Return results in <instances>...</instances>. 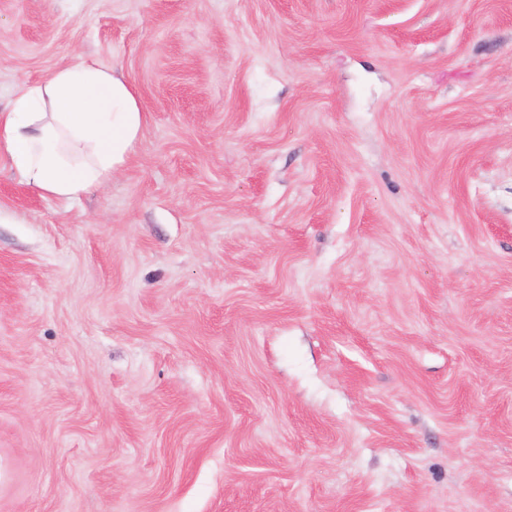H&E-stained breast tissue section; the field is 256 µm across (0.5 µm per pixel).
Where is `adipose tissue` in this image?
Instances as JSON below:
<instances>
[{
    "mask_svg": "<svg viewBox=\"0 0 512 512\" xmlns=\"http://www.w3.org/2000/svg\"><path fill=\"white\" fill-rule=\"evenodd\" d=\"M147 120L138 90L114 66L81 58L0 108V154L22 183L69 203L111 178Z\"/></svg>",
    "mask_w": 512,
    "mask_h": 512,
    "instance_id": "adipose-tissue-1",
    "label": "adipose tissue"
}]
</instances>
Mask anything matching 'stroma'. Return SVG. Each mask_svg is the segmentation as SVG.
Masks as SVG:
<instances>
[{"mask_svg":"<svg viewBox=\"0 0 512 512\" xmlns=\"http://www.w3.org/2000/svg\"><path fill=\"white\" fill-rule=\"evenodd\" d=\"M149 119L0 155V512H512V0H0Z\"/></svg>","mask_w":512,"mask_h":512,"instance_id":"stroma-1","label":"stroma"}]
</instances>
